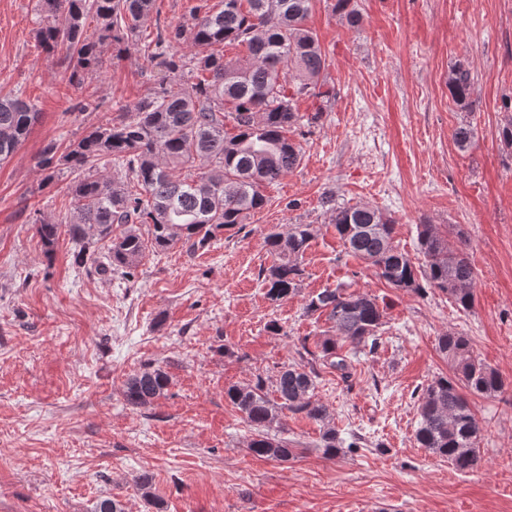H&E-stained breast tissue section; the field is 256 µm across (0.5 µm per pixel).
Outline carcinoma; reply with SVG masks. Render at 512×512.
Returning a JSON list of instances; mask_svg holds the SVG:
<instances>
[{
  "mask_svg": "<svg viewBox=\"0 0 512 512\" xmlns=\"http://www.w3.org/2000/svg\"><path fill=\"white\" fill-rule=\"evenodd\" d=\"M216 12L207 5L190 11L191 23L172 26L155 18L156 37L147 60L167 72L185 69L209 74L196 83L171 82L150 91L116 118L92 127L60 150L49 142L37 162L41 186L69 174L70 218L65 222L75 264L99 263L102 271L131 274L147 250L166 251L182 243L187 252L206 248L223 230L245 223L268 203L266 190L299 167L300 143L288 137L303 120L295 107L302 97L324 99L328 68L317 34L305 25L313 0H222ZM154 0H38L35 38L49 55L67 62L71 84L102 68L108 47L120 57L129 52L150 19ZM336 13L352 29L362 23L354 0H336ZM95 21L87 33V20ZM185 44L191 57L172 52ZM243 46V60H226L219 47ZM448 91L467 107L474 91L470 70H448ZM231 117L234 132L224 130ZM37 118L35 106L20 96L0 98V163L11 159ZM459 149L471 146L474 130L457 127ZM112 174H99L101 168ZM332 223L347 252L372 266L396 290L418 291L422 284L448 295L457 307L474 303L476 273L464 253L467 236L456 231L459 246L437 224L417 225L421 265L394 241V221L368 204L333 206ZM37 234L52 259L60 224L39 221ZM309 224L288 231L269 230L265 243L274 256L266 269V296L280 302L296 294L303 269L299 259L310 246ZM305 314L326 316L330 329L310 350L302 340L301 362L276 379L277 400L269 398L262 377L229 386L224 396L252 431L249 450L286 462L295 449L279 436L285 413L302 414L323 427L322 453L335 458L345 442L333 425L329 405L314 399L319 369L343 374L360 355L379 345L384 314L377 299L345 288H326L306 301ZM450 374L434 378L418 396L417 444L448 460L460 472L480 461L481 428L469 397L495 398L507 384L498 371L473 356L470 340L459 334L438 337ZM170 376L149 366L128 379L124 397L147 407L164 396Z\"/></svg>",
  "mask_w": 512,
  "mask_h": 512,
  "instance_id": "cac0c4a2",
  "label": "carcinoma"
}]
</instances>
